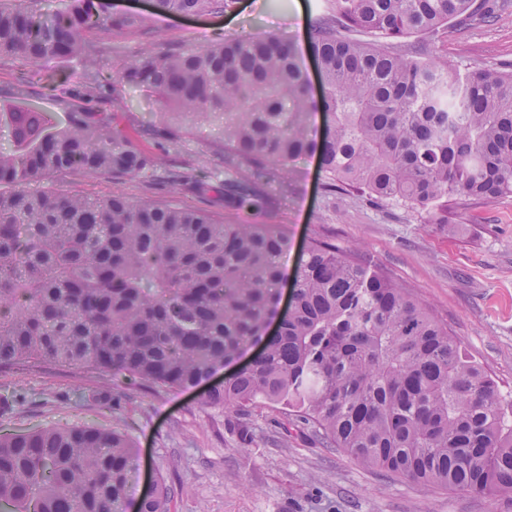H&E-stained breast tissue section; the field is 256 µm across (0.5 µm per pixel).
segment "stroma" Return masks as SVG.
<instances>
[{
  "label": "stroma",
  "instance_id": "obj_1",
  "mask_svg": "<svg viewBox=\"0 0 512 512\" xmlns=\"http://www.w3.org/2000/svg\"><path fill=\"white\" fill-rule=\"evenodd\" d=\"M116 9L147 16L150 36L105 29L93 40L108 46L101 61L115 75L144 47L164 52L200 47L215 38L242 39L277 33L288 38L307 71H314L309 27L325 0H239L224 15L155 14L151 0H113ZM442 54L460 67L512 71V6L498 8L487 23L449 24ZM92 112H112L121 127L161 168L205 166L213 176L204 189L173 188L163 176L115 178L108 174L51 175L42 187L85 196L115 193L203 210L227 224H281L288 233L282 257L288 302L290 280L307 240L317 233L357 249L410 290L430 314L460 341L465 353L497 383L512 390V197L460 208L448 206L444 224L425 223L416 211L389 201L375 205L322 189L318 161H299L287 179L270 188L273 202L261 212L224 206V115L211 113L172 146L160 131L152 98L142 87H125L119 98L83 100ZM96 374L75 376L50 366L0 374V393L20 391L23 400L0 413V430L94 424L128 433L138 448L135 488L164 478L171 512H492L488 498L431 488L373 470L311 431L293 425L278 410L260 408L246 418L201 405L202 388L174 389L160 396L128 391L105 410L79 399Z\"/></svg>",
  "mask_w": 512,
  "mask_h": 512
}]
</instances>
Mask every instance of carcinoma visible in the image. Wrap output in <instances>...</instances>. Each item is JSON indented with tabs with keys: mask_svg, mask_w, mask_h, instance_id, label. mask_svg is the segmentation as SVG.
Returning <instances> with one entry per match:
<instances>
[{
	"mask_svg": "<svg viewBox=\"0 0 512 512\" xmlns=\"http://www.w3.org/2000/svg\"><path fill=\"white\" fill-rule=\"evenodd\" d=\"M0 0V56L32 66L101 53L87 35L150 28L110 0ZM238 0H152L174 15L227 14ZM488 18L474 0H327L309 30L321 91L293 44L264 34L125 62L116 81L154 97L173 121L224 113V206L260 211L267 185L316 157L324 187L374 204L402 199L448 223V200L512 197V72L425 61L379 41ZM362 34L378 39L371 43ZM85 97L105 84L76 75ZM327 117L321 134L315 113ZM15 148L0 150V373L67 366L106 377L84 398L118 402L112 380L153 396L199 386L247 344L250 363L204 395L206 409H280L357 462L410 482L512 507V423L501 392L407 289L356 251L312 237L278 308L277 224H226L157 201L76 196L29 185L49 174L143 177L154 157L110 112H45L0 101ZM167 179L202 189L194 168ZM137 448L94 425L0 432V512H125ZM160 480L140 512H168Z\"/></svg>",
	"mask_w": 512,
	"mask_h": 512,
	"instance_id": "cac0c4a2",
	"label": "carcinoma"
}]
</instances>
